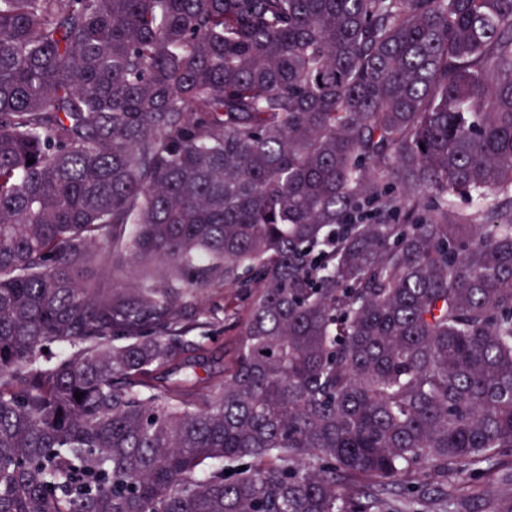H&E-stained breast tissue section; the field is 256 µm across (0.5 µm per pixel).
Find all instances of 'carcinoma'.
Masks as SVG:
<instances>
[{
    "label": "carcinoma",
    "mask_w": 512,
    "mask_h": 512,
    "mask_svg": "<svg viewBox=\"0 0 512 512\" xmlns=\"http://www.w3.org/2000/svg\"><path fill=\"white\" fill-rule=\"evenodd\" d=\"M121 243L165 287L94 283ZM213 281L217 388L170 377ZM511 456L512 0H0V512H408ZM189 302L187 311L192 314L200 309L207 308L216 311L211 324L195 332L197 336H215L212 341L204 345L198 352L202 366L197 367V374L207 378L209 385L224 381V360L233 353V336L230 324L234 321V313L244 315L243 304L238 300L234 291L224 286H210L195 290L192 296L186 298ZM229 317L228 321L224 318Z\"/></svg>",
    "instance_id": "1"
}]
</instances>
